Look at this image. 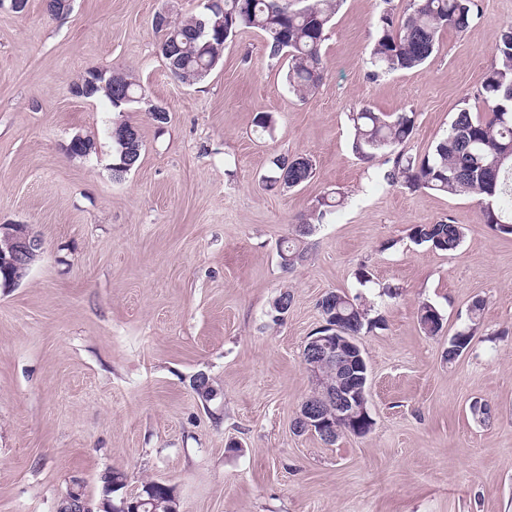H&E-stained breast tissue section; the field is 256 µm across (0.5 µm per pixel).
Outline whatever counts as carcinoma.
Listing matches in <instances>:
<instances>
[{
  "label": "carcinoma",
  "instance_id": "obj_1",
  "mask_svg": "<svg viewBox=\"0 0 512 512\" xmlns=\"http://www.w3.org/2000/svg\"><path fill=\"white\" fill-rule=\"evenodd\" d=\"M202 0V9L184 18H172L166 27L156 28L161 56L169 73L182 83L193 84L210 74L222 61L226 42L238 32L255 29L266 38V54L272 65L288 62L287 81L291 91L306 98L324 78L321 53L328 25L336 13L339 0H220L216 8ZM477 17L476 0H410L409 8L396 20L390 9H383L376 20V37L371 64L376 73L406 72L423 66L436 49L439 34L445 29L466 32ZM288 46L279 48L282 41ZM492 52L494 63L485 73L477 98L484 113L461 108L455 113L445 136L420 160H413L395 148L405 144L414 132V113H384L364 109L352 115L353 149L364 160L378 154L395 153L386 178L408 189L424 188L449 196L473 195L490 204L484 209V223L506 235H512V26L503 30ZM119 93L125 97L116 106L113 94L99 81L87 98L108 100L117 118L112 121V176L122 179L138 167L143 142L124 152L122 136L132 127L122 119L123 113L142 96V88L127 83ZM273 175L269 187L292 189L309 182L315 164L305 154L279 156L272 161ZM341 198L321 196L308 218L295 225V237L286 241L283 252L289 266L305 260L304 239L333 213ZM464 227L451 221L415 224L409 238L434 251H454L462 243ZM6 246L0 241V287L19 283L27 269L5 261ZM326 323H336L347 333L358 336L375 321L370 309L357 297L331 291L319 301ZM417 319L423 332L435 336L442 327V315L432 305L423 303ZM197 397L208 402L213 388L208 377L195 378ZM153 489L154 504L141 512H169L172 489L154 480L146 481Z\"/></svg>",
  "mask_w": 512,
  "mask_h": 512
}]
</instances>
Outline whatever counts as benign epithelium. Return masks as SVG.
I'll use <instances>...</instances> for the list:
<instances>
[{"instance_id":"obj_1","label":"benign epithelium","mask_w":512,"mask_h":512,"mask_svg":"<svg viewBox=\"0 0 512 512\" xmlns=\"http://www.w3.org/2000/svg\"><path fill=\"white\" fill-rule=\"evenodd\" d=\"M0 239L4 240L10 253V260L25 268L29 267L42 240L26 224H0ZM329 325L321 328V333L309 337L305 343L304 365L311 373L314 385L326 392V397H309L302 401L294 428L321 435L332 441L340 434L334 424L328 423L326 410H333L338 421L348 423L345 433L360 435V424L372 420L368 408L367 365L362 357V348L354 336L345 334L339 326L328 331ZM104 499L98 509H93L86 498L66 495L63 509L66 512H106Z\"/></svg>"}]
</instances>
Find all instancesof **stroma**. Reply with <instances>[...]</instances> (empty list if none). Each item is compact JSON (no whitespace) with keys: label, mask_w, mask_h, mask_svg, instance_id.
<instances>
[{"label":"stroma","mask_w":512,"mask_h":512,"mask_svg":"<svg viewBox=\"0 0 512 512\" xmlns=\"http://www.w3.org/2000/svg\"><path fill=\"white\" fill-rule=\"evenodd\" d=\"M408 4L387 5L400 15ZM477 4L474 27L443 31L422 67L376 77L373 23L387 5L343 0L325 77L303 99L253 29L204 80L173 79L153 18L194 13L198 0H73L59 18L43 0L0 10V224L43 242L20 284L0 288V512H57L75 478L98 499L110 468L134 486H173L179 512H512V236L484 224L475 196L388 182V155L359 159L349 120L363 108L414 113L402 150L419 159L460 108L482 111L512 0ZM91 69L146 90L124 114L141 161L120 181L108 106L68 92ZM260 112L275 125L259 139ZM78 134L94 142L89 157L65 150ZM287 154L310 156L314 177L266 188ZM329 191L343 205L282 271V239ZM447 219L465 228L456 251L410 240L411 225ZM284 290L293 301L275 322ZM329 291L361 295L379 321L359 337L374 425L332 444L292 428L313 391L302 351ZM423 302L443 316L438 335L417 321ZM470 324L469 349L447 362L450 337ZM199 372L216 391L205 404L190 387ZM477 401L489 422L473 419Z\"/></svg>","instance_id":"obj_1"}]
</instances>
